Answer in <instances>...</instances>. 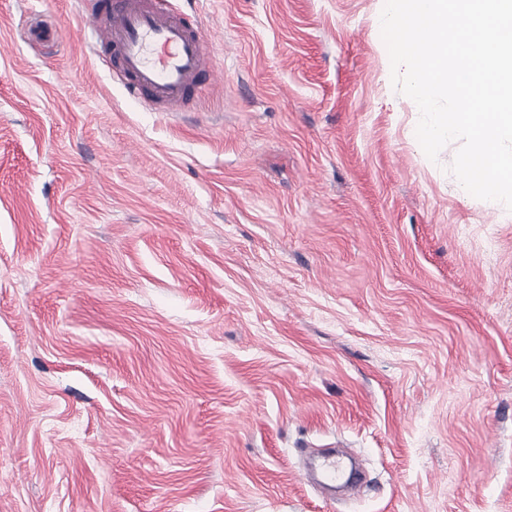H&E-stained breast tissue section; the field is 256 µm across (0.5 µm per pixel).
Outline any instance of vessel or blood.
Masks as SVG:
<instances>
[{
	"label": "vessel or blood",
	"instance_id": "1",
	"mask_svg": "<svg viewBox=\"0 0 512 512\" xmlns=\"http://www.w3.org/2000/svg\"><path fill=\"white\" fill-rule=\"evenodd\" d=\"M172 2L112 0L97 47L123 74L130 98L146 95L177 112L189 95L203 94L209 57L202 22L173 9Z\"/></svg>",
	"mask_w": 512,
	"mask_h": 512
}]
</instances>
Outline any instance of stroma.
Returning <instances> with one entry per match:
<instances>
[{
    "label": "stroma",
    "mask_w": 512,
    "mask_h": 512,
    "mask_svg": "<svg viewBox=\"0 0 512 512\" xmlns=\"http://www.w3.org/2000/svg\"><path fill=\"white\" fill-rule=\"evenodd\" d=\"M174 3L217 76L166 112L84 0H0V512H512V210L424 154L384 0Z\"/></svg>",
    "instance_id": "1"
}]
</instances>
